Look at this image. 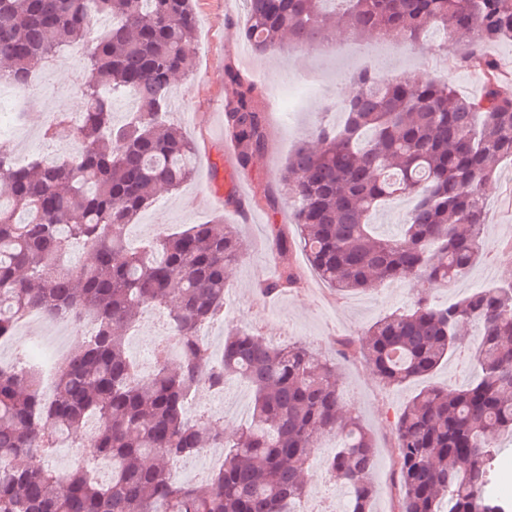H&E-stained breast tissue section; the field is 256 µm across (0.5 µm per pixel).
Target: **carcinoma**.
<instances>
[{"label":"carcinoma","instance_id":"carcinoma-1","mask_svg":"<svg viewBox=\"0 0 512 512\" xmlns=\"http://www.w3.org/2000/svg\"><path fill=\"white\" fill-rule=\"evenodd\" d=\"M242 29L254 52L300 49L334 38L393 37L416 47L433 34L459 73L478 70L480 96L448 82L363 69L351 79L340 125L319 122L279 174L293 204L307 262L341 295L388 282L448 286L485 255V185L512 162V80L487 48L512 42V0H247ZM97 15L112 20L93 34ZM195 0H0V85L30 76L62 52L84 47L76 82L84 120L64 160L35 158L13 168L0 146V337L34 309L82 318L94 338L77 342L58 369V393L44 400L33 375L0 370V512H300L309 493L311 450L329 435L334 480L349 487L348 512H372L375 444L341 412L336 363L293 342L275 347L248 331L224 339L211 368L202 327L224 315L245 254L234 225L212 220L160 232L133 247L129 229L161 197L195 176L197 146L164 120L177 78L193 74L189 46ZM224 112L241 167L266 147L255 87L229 68ZM133 114L112 119L113 101ZM69 123L57 112L42 129L51 141ZM413 201L399 233L383 236L371 216L385 201ZM82 246L69 264L73 245ZM278 260L266 295L300 284L292 242L272 227ZM162 308L177 336L144 377L128 351V331ZM478 328L467 385L423 386L394 423L398 512H512L492 490L497 440L512 438V281L477 288L445 306L424 288L406 311L371 324L345 351L400 387L431 378L459 351L457 328ZM236 379L251 391L245 422L232 437L215 416L191 421L188 396L200 382ZM93 443L72 440L86 422ZM59 440L83 453L61 482L29 458L48 459ZM224 449L204 483H177V461ZM112 467L108 484L93 477Z\"/></svg>","mask_w":512,"mask_h":512}]
</instances>
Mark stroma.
Listing matches in <instances>:
<instances>
[{"mask_svg":"<svg viewBox=\"0 0 512 512\" xmlns=\"http://www.w3.org/2000/svg\"><path fill=\"white\" fill-rule=\"evenodd\" d=\"M199 28L189 51L194 59L192 76L180 84L178 98L172 99L167 118L182 127L198 145L194 179L183 189L160 201L140 219V239L152 237L158 230L174 232L187 224H201L222 218L238 225L246 242V254L230 283L229 313L220 330L261 329L263 337L276 345L293 341L336 360L339 367L344 412L359 416L376 446V497L373 512H395L397 501L391 493L394 430L393 424L407 401L418 391V383L400 388L383 387L369 365L357 357L338 354L342 339L361 334L378 318L407 308L417 290L416 284L405 282L394 288H377L368 293L336 294L316 274L308 271L301 248H294L290 258L306 274L299 288L278 295H261L256 285L260 277H273L278 263L271 250V221H288V206L278 182V173L288 156L303 142L322 112H329L336 87L357 69L354 53L341 52L329 57L303 47L300 54L256 55L246 53L241 37L247 15L245 0H197ZM360 50L383 49L391 63L388 74L416 79L429 74L450 80L457 91L467 97L478 96L482 80L479 74L450 70L437 41L431 40L416 49L401 46L395 39L378 43L368 38L356 41ZM237 69L244 77L254 71L267 74L269 82L256 88V102L264 113L267 147L248 168H241L236 158L226 157L224 139L212 130L215 115L223 114L226 88L225 67ZM314 69L324 91L320 96L303 101L282 122L273 105L275 91H287L290 73L298 67ZM52 90L38 95L35 112L29 113L24 131L16 137V151L39 155L51 150L53 155L67 156L74 147L73 127H61L52 142H45L42 128L56 112L76 114L80 101L72 89L70 68L51 69ZM331 120L338 113L329 112ZM488 198L490 239L512 234V165L503 164L495 181L485 188ZM512 280V265L495 261L475 266L454 286H440L431 291L435 303L458 299L472 288H480L501 280Z\"/></svg>","mask_w":512,"mask_h":512,"instance_id":"obj_1","label":"stroma"}]
</instances>
